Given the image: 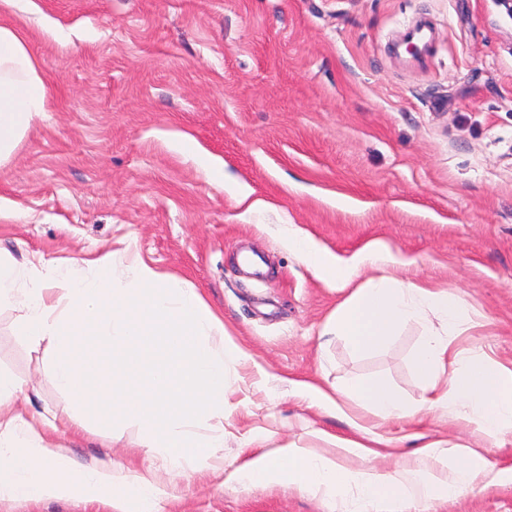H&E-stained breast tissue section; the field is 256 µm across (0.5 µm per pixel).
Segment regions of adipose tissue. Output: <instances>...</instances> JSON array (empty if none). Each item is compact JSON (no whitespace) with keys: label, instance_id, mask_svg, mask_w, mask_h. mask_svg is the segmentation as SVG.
I'll use <instances>...</instances> for the list:
<instances>
[{"label":"adipose tissue","instance_id":"1","mask_svg":"<svg viewBox=\"0 0 512 512\" xmlns=\"http://www.w3.org/2000/svg\"><path fill=\"white\" fill-rule=\"evenodd\" d=\"M46 92L39 62L27 39L0 24V168L10 162L43 113ZM288 244L328 282L348 285L360 263L339 259L311 235L286 227ZM362 261L374 275L337 308L322 333L343 340L354 352L383 348L397 328L436 315L414 357L425 380L421 405L461 419L475 418L488 435L512 432V370L464 355L452 338L467 322L468 310L453 290L404 283L383 274L398 260L382 242L367 244ZM20 307L15 332L29 344L49 342L50 375L72 395L75 413L25 415L12 405L22 385L0 372V501L79 499L102 504L106 512H162L163 502L195 463L207 465L226 484H285L329 504L354 501L353 512H406L415 500L455 496L498 474L466 445L428 441L394 462L392 471L368 465L381 434L365 439L315 430L319 447L294 442L266 449L264 437L243 443L233 467L219 449L224 429L209 419L224 416L227 364L247 360L242 345L225 336L216 311L185 281L159 272L138 252L99 259L92 276L76 275L35 259L21 265L0 261V307ZM295 395L331 412L356 406L385 423L414 418L384 380H358L335 392L314 381H296ZM114 427L134 420L147 446L166 463L153 470L88 467L57 448L60 430L82 429L84 418ZM357 460L354 468L343 459Z\"/></svg>","mask_w":512,"mask_h":512}]
</instances>
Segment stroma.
<instances>
[{
    "instance_id": "1",
    "label": "stroma",
    "mask_w": 512,
    "mask_h": 512,
    "mask_svg": "<svg viewBox=\"0 0 512 512\" xmlns=\"http://www.w3.org/2000/svg\"><path fill=\"white\" fill-rule=\"evenodd\" d=\"M423 18L427 63L393 58ZM36 52L48 106L0 170V255L66 265L133 242L158 270L195 288L251 359L227 365L225 463L250 430L268 448L339 436L338 415L289 394L287 379L340 387L387 381L409 405L425 325L380 351L320 332L348 290L289 249L284 227L348 259L373 240L407 259L390 275L455 290L470 321L453 345L512 369V15L498 0H18L0 6ZM245 186L257 210L239 205ZM0 308V371L22 382L16 408L68 407L49 344L16 336ZM410 452L417 436L476 447L496 484L407 512H512V432L425 413L381 429ZM86 466L162 471L137 424H86L54 436ZM164 512H330L285 486L221 485L193 465Z\"/></svg>"
}]
</instances>
